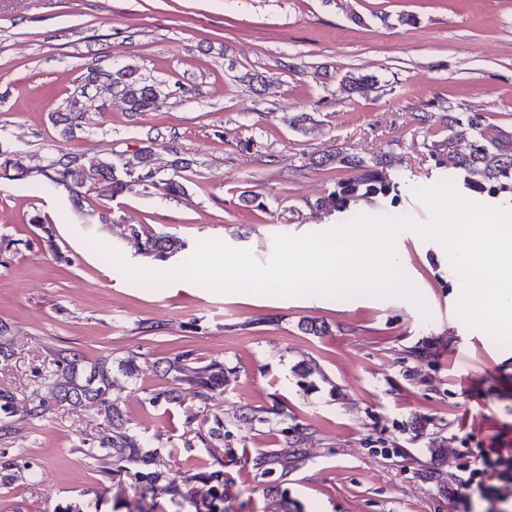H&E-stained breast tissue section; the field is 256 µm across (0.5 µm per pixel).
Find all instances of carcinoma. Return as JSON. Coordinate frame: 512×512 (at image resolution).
I'll return each mask as SVG.
<instances>
[{
	"mask_svg": "<svg viewBox=\"0 0 512 512\" xmlns=\"http://www.w3.org/2000/svg\"><path fill=\"white\" fill-rule=\"evenodd\" d=\"M86 85L94 86L98 97L120 95L132 112H148L159 95L158 86L135 76V71L126 66L110 73L95 70L86 78ZM86 104L79 99L70 101L68 111L61 114V122L66 129L73 130L84 124ZM153 153L148 147L134 153L131 161L122 168L105 157L96 165V175L104 182L91 185L85 171L82 156L73 153L51 155L34 167L25 165L18 158L4 157L0 161V177L7 180L23 179L31 174L40 176L51 185L68 192L71 206L90 219H106V214L97 210L87 211L84 203L87 195L117 198L134 188L141 186L152 188L166 194H179L184 191L183 184L173 176L155 179L152 170ZM449 161L455 166L467 168L471 173L485 179H498L512 173V155L491 154L487 150L452 151ZM386 185L372 177L360 181H342L319 202L325 209L336 208V202L352 197H370L385 191ZM132 239L137 250L143 254L165 259L185 249L186 243L167 236L153 234L145 229L132 231ZM75 364L67 354L54 353L50 367L45 369L44 379L50 384L53 397L60 402L78 405L85 401H98L107 406L112 416V432L102 438L100 450L113 459L115 468L112 474L129 472V465H141L143 469L133 472L139 484V497L161 492L173 499L185 501L194 499L191 489L192 478L157 468L156 453L145 452L130 422L112 408L108 395L112 389V368L107 359L97 361L92 368V376L83 382L74 372ZM169 370L178 373L172 387L164 392L165 399L177 403L189 396L205 408L209 404L211 393L224 385V366L216 363L191 367L183 357H178L169 366ZM211 484L210 498L195 505L197 512H219L218 503L224 500V471L214 470L204 475Z\"/></svg>",
	"mask_w": 512,
	"mask_h": 512,
	"instance_id": "carcinoma-1",
	"label": "carcinoma"
}]
</instances>
